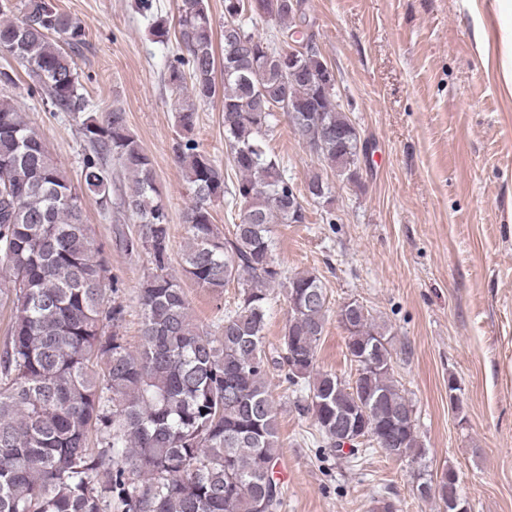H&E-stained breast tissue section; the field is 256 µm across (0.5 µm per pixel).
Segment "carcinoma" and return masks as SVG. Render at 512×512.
Listing matches in <instances>:
<instances>
[{
	"mask_svg": "<svg viewBox=\"0 0 512 512\" xmlns=\"http://www.w3.org/2000/svg\"><path fill=\"white\" fill-rule=\"evenodd\" d=\"M0 0V49H14L35 91L68 112L84 142L80 187L50 153L43 133L2 90L16 85L0 71V306L11 307L0 350V512H280L284 492L274 479L279 459L278 412L268 391L271 371L288 366L297 399L326 447L336 409L357 410L378 447L426 466L412 427L382 431L413 404L394 376L392 338L361 304L348 315L350 362L357 382L317 369V348L330 307L320 278L287 274L274 257L273 224H302L304 207L288 206L295 187L267 146L279 108L295 136L321 165L349 184L361 183L359 132L335 89L311 71L329 70L317 46L297 52L250 31L246 20L271 17L296 44L309 25V0H224V56L217 66L213 19L206 0H178L176 60L165 81L175 96L176 160L191 201L183 213L185 277L221 295L237 288L234 306L215 327L193 319L179 281L169 273L168 205L149 155L119 107L89 113L75 60L85 43L79 19L52 0ZM221 70L222 87L215 74ZM222 93L224 170L193 138L198 106ZM128 179L123 211L135 229L112 228L131 258L152 271L136 300L139 344L124 334L128 304L109 276L101 247L86 224L84 197L112 213V162ZM309 198L330 202L332 186L315 172ZM229 199L237 216L225 230L213 206ZM288 315L280 347L266 351L274 289ZM294 357H288V339Z\"/></svg>",
	"mask_w": 512,
	"mask_h": 512,
	"instance_id": "obj_1",
	"label": "carcinoma"
}]
</instances>
